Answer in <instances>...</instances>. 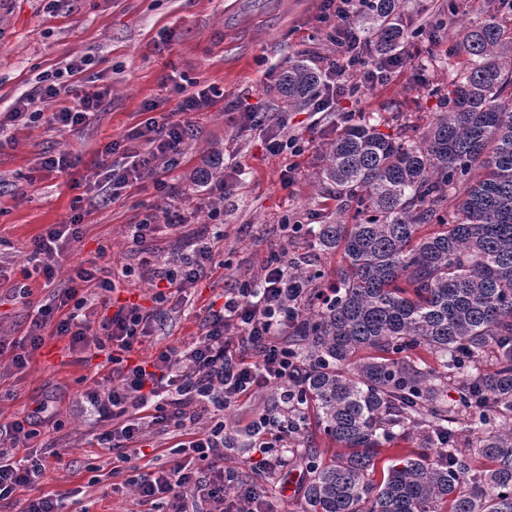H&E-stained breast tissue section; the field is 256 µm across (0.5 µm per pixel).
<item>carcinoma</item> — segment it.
I'll return each instance as SVG.
<instances>
[{
	"label": "carcinoma",
	"mask_w": 512,
	"mask_h": 512,
	"mask_svg": "<svg viewBox=\"0 0 512 512\" xmlns=\"http://www.w3.org/2000/svg\"><path fill=\"white\" fill-rule=\"evenodd\" d=\"M402 8L367 0L354 17L367 51L401 45ZM450 24L463 59L448 83L418 87L441 104L425 127L371 112L324 143L318 181L355 209L310 227L311 248L340 253L336 298L310 292L288 328L301 407L342 447L329 463L300 450L305 512H512V27ZM324 77L289 63L275 111L307 105ZM285 259L310 288L322 277L305 256ZM462 428L475 433L463 448ZM399 436L417 446L375 480Z\"/></svg>",
	"instance_id": "obj_1"
}]
</instances>
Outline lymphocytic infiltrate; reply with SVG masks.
<instances>
[{
  "instance_id": "obj_1",
  "label": "lymphocytic infiltrate",
  "mask_w": 512,
  "mask_h": 512,
  "mask_svg": "<svg viewBox=\"0 0 512 512\" xmlns=\"http://www.w3.org/2000/svg\"><path fill=\"white\" fill-rule=\"evenodd\" d=\"M364 3L365 0H335L331 15L337 55L328 65L323 88L311 102L314 112L331 111L337 98L358 95L361 84L350 81L352 68L364 67V82L373 85L390 78L403 65L401 57L394 54L370 64L362 56L351 54V19ZM174 90L178 101L171 112L148 119L125 141L114 140L105 145L103 154L110 157L111 163L104 181L97 185L98 191L120 197L139 181L143 169L158 162H174L188 115L209 105L212 89L189 81L175 83ZM103 98L100 91L75 95L72 105L52 113L47 123L60 131L86 125L100 111ZM285 126L282 117L266 112L248 108L242 114V130L259 131L271 155L291 156V163L285 167L290 176L296 170L294 159L305 146L298 138L287 136ZM81 219V214H74L66 223L51 225L35 240L25 257L33 273L52 281L56 257L79 239ZM216 266L212 246L204 244L176 253L166 263L152 266L151 272L154 279L179 292ZM115 287L111 268L77 267L69 288L51 302L36 306L28 337L31 352L43 347L45 339L40 330L50 322L55 325L56 336L67 339L74 350L85 348L87 336L92 330H99L114 352L115 369L109 384L86 390L84 410L94 420L112 423L111 430L98 436L101 447H136L148 428L180 436L181 448L196 453L198 466L186 462L169 470L132 475L130 481L142 503L148 505L149 512H187V500L194 497L208 503L209 512H225L224 487L234 478L224 473L218 462L231 437L225 433L220 418L201 434L190 431L187 423L194 418L193 407L221 411L253 389L278 385L280 392L274 407L253 420L248 432L251 446L260 456V467L275 470L287 466L286 438L296 420L293 364L288 360L284 340L304 288L293 285L287 264L280 255H272L260 278L242 281L225 292L223 305L210 310L198 343L179 353L168 349L150 360L127 366L123 354L151 335L155 314L132 304L92 323L90 309L108 307ZM232 327L238 328V338L227 336V329ZM46 410V404H39L31 416L0 429V501L17 487L34 485L43 475L45 457L19 462L13 451L26 447L37 436L39 426L47 422Z\"/></svg>"
}]
</instances>
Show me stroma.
Wrapping results in <instances>:
<instances>
[{
    "label": "stroma",
    "mask_w": 512,
    "mask_h": 512,
    "mask_svg": "<svg viewBox=\"0 0 512 512\" xmlns=\"http://www.w3.org/2000/svg\"><path fill=\"white\" fill-rule=\"evenodd\" d=\"M409 16L423 35L406 39L400 54L405 63L384 85L365 89L360 102L343 101V108L362 112H401L423 124L439 108L437 99L419 98L421 83L447 80V72L424 68L427 59L444 60L454 48L448 30H436L439 18L458 8V20L477 21L501 14L499 0H409ZM322 0H0V113L10 111L45 75L59 74V95L37 101L45 115L71 105L75 92L105 91L103 107L84 127L59 133L44 119L18 122L0 132V426L30 414L40 402L53 406L48 427L28 448L15 449L16 459L54 448L57 458L36 489L17 490L0 502V512H24L28 499L49 494L62 499L65 512H142L134 486L125 474H113L115 453L97 443L108 423L85 413L82 395L92 382H106L112 364L106 355L79 360L67 339L55 336L53 326L42 330L45 344L24 370L12 362V345L30 328L29 305L45 303L54 290L69 287L78 265L128 268L132 274L112 294L115 304L137 303L157 308L154 332L147 342L128 353L129 364L170 348L183 350L199 341L204 321L224 303V291L245 279L260 277L273 250L309 252L325 274V286L335 282L336 253L307 251L306 240L282 232L284 221L320 223L323 213L345 210L329 185L315 183L324 167L321 143L336 133L334 113L312 114L309 108L286 113L289 134L303 138L292 183H284L286 160L270 155L262 135L240 128L241 108L249 104L269 111L268 72H280L291 60L307 59L328 66L336 46L326 36ZM436 30L428 39V30ZM86 60L83 73L66 75L67 65ZM182 74L219 94L210 106L188 117L181 145V162L172 171L144 170L135 186L119 199L96 192L103 171L101 151L148 117L144 107L172 109L177 98L168 80ZM224 153V172L236 179L233 194L222 197L212 184L195 176L212 159L211 149ZM65 150L73 165L63 172L41 170L43 157ZM84 217L80 239L58 259L55 281L25 277V255L45 230L69 220L73 205ZM187 224L185 234L167 227L172 213ZM160 230L151 242L158 262L185 249L189 237L204 236L214 246L220 266L188 285L162 307L152 297L164 285L141 274L142 255L130 230L144 218ZM31 289L29 304L14 296L17 283ZM263 390L224 412L226 428L235 438L245 436L248 424L272 407ZM176 437L156 430L145 432L143 457L132 465L154 471L171 469L190 459L176 452ZM252 449L225 453L223 465L239 472L247 483L263 486L273 512H303L307 473L289 465L275 473L256 468Z\"/></svg>",
    "instance_id": "35a3bbf8"
}]
</instances>
